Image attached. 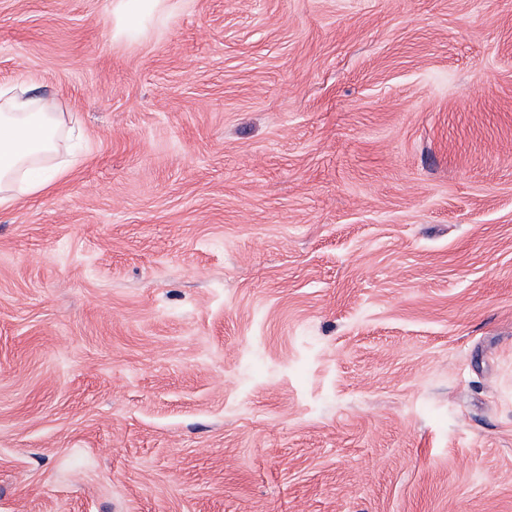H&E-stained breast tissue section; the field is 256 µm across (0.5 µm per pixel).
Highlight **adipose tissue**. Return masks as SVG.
I'll return each mask as SVG.
<instances>
[{
    "mask_svg": "<svg viewBox=\"0 0 512 512\" xmlns=\"http://www.w3.org/2000/svg\"><path fill=\"white\" fill-rule=\"evenodd\" d=\"M68 131L53 99L31 95L22 85L0 87V207L45 194L73 169L59 158Z\"/></svg>",
    "mask_w": 512,
    "mask_h": 512,
    "instance_id": "ef3b65f1",
    "label": "adipose tissue"
}]
</instances>
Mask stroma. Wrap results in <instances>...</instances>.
Masks as SVG:
<instances>
[{"mask_svg":"<svg viewBox=\"0 0 512 512\" xmlns=\"http://www.w3.org/2000/svg\"><path fill=\"white\" fill-rule=\"evenodd\" d=\"M117 5L0 0V512H512V0ZM68 128L53 99L35 97L23 85L0 87V207L45 194L65 178L76 160L59 154Z\"/></svg>","mask_w":512,"mask_h":512,"instance_id":"35a3bbf8","label":"stroma"}]
</instances>
